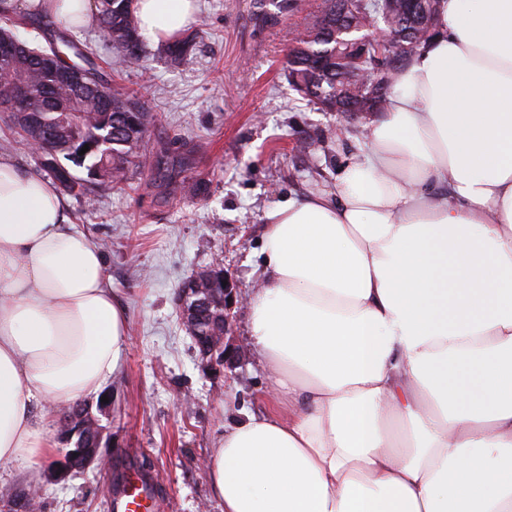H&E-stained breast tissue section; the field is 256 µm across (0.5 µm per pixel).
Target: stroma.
I'll list each match as a JSON object with an SVG mask.
<instances>
[{"mask_svg": "<svg viewBox=\"0 0 512 512\" xmlns=\"http://www.w3.org/2000/svg\"><path fill=\"white\" fill-rule=\"evenodd\" d=\"M320 0L264 22L272 0H199L184 31L193 49L175 62L164 43L143 45L140 62L117 67V49L97 27L33 23L23 8L0 27L40 45L75 42L109 84L137 92L156 115L144 150L121 190L70 196V215L104 250L106 273L128 306L130 336L103 390L102 453L109 465L59 479L57 458L42 462L34 512H109L137 469L154 487V512H224L204 465L225 430L270 403L264 363L248 336V306L234 309L233 368L211 371L182 326L180 286L222 263L243 295L259 287L260 238L276 203L331 183L351 138L372 115L341 118L292 89L286 61L294 33ZM201 184L203 196L187 193Z\"/></svg>", "mask_w": 512, "mask_h": 512, "instance_id": "stroma-1", "label": "stroma"}]
</instances>
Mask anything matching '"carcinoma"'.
Instances as JSON below:
<instances>
[{"label":"carcinoma","instance_id":"obj_1","mask_svg":"<svg viewBox=\"0 0 512 512\" xmlns=\"http://www.w3.org/2000/svg\"><path fill=\"white\" fill-rule=\"evenodd\" d=\"M98 26L121 52L119 63H130L142 52L139 22L131 0H96ZM394 39L405 46L402 54L380 58L373 53L354 54L344 46L320 37L315 21L300 31L288 53V79L295 91L325 112H381L362 89L360 74L377 66L403 69L428 42L426 28L406 15L402 0L390 5ZM78 70L83 84L64 83L63 76ZM22 85L23 104L12 115L21 136L36 129L50 134L43 150L44 163L54 185L66 194H84L92 187L115 188L127 180L130 166H146L140 152L153 114L134 93L112 91V107L103 102L109 90L105 76L93 67L64 60L55 46L42 48L19 39L10 29H0V96ZM94 132L108 142L104 149H81ZM86 171L75 174L62 161Z\"/></svg>","mask_w":512,"mask_h":512}]
</instances>
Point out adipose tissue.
Returning <instances> with one entry per match:
<instances>
[{
    "instance_id": "1",
    "label": "adipose tissue",
    "mask_w": 512,
    "mask_h": 512,
    "mask_svg": "<svg viewBox=\"0 0 512 512\" xmlns=\"http://www.w3.org/2000/svg\"><path fill=\"white\" fill-rule=\"evenodd\" d=\"M62 28L92 0H24ZM146 41L196 0H133ZM250 339L274 406L206 462L224 512H512V0H443L326 189L265 215ZM129 337L100 243L0 154V466L37 487L35 404L99 394Z\"/></svg>"
}]
</instances>
